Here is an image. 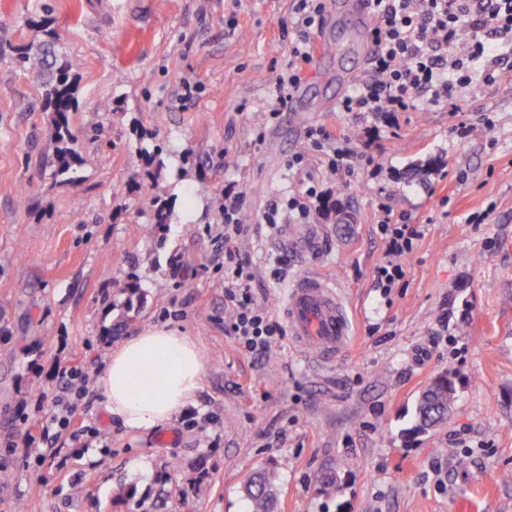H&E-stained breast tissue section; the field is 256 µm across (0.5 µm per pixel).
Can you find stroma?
I'll use <instances>...</instances> for the list:
<instances>
[{
	"mask_svg": "<svg viewBox=\"0 0 512 512\" xmlns=\"http://www.w3.org/2000/svg\"><path fill=\"white\" fill-rule=\"evenodd\" d=\"M293 5L0 0V47L51 30L57 57L80 63L78 158L62 174L39 80L0 60V512H248L242 486L261 468L277 474L275 512H512V87L394 127L337 111V70L367 74L371 45L350 12H325L348 48L307 67L295 93L309 109L290 111L276 77ZM320 126L354 139L344 188L309 136ZM297 154L304 169L288 165ZM309 179L324 200L306 247L257 217ZM229 186L270 312L302 269L335 282L353 336L332 365L287 337L254 359L225 334ZM382 203L422 233L387 295L373 280ZM154 325L194 339L204 376L172 424L134 430L97 379L112 347ZM444 372L447 421L413 432L421 389ZM75 377L84 394L63 427L55 399Z\"/></svg>",
	"mask_w": 512,
	"mask_h": 512,
	"instance_id": "35a3bbf8",
	"label": "stroma"
}]
</instances>
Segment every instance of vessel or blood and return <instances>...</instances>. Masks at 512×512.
Returning <instances> with one entry per match:
<instances>
[{
  "label": "vessel or blood",
  "mask_w": 512,
  "mask_h": 512,
  "mask_svg": "<svg viewBox=\"0 0 512 512\" xmlns=\"http://www.w3.org/2000/svg\"><path fill=\"white\" fill-rule=\"evenodd\" d=\"M283 314L297 350L316 361H333L350 340V325L334 285L313 271H302L287 289Z\"/></svg>",
  "instance_id": "vessel-or-blood-1"
}]
</instances>
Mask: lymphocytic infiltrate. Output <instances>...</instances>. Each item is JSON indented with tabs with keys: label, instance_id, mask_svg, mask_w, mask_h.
Wrapping results in <instances>:
<instances>
[{
	"label": "lymphocytic infiltrate",
	"instance_id": "obj_1",
	"mask_svg": "<svg viewBox=\"0 0 512 512\" xmlns=\"http://www.w3.org/2000/svg\"><path fill=\"white\" fill-rule=\"evenodd\" d=\"M374 47L370 71L343 98V112L386 115L415 111L419 103L462 109L466 95L481 86L512 84L503 62L512 53V0H366ZM322 0H296L294 25L299 32L277 77L278 102L286 104L312 59L310 32ZM385 264L376 268L382 288H393L403 274L400 259L419 237L417 227L385 215ZM241 197L224 195V303L230 311L224 329L247 352L261 356L286 334L284 325L257 306L253 272L232 240L242 235Z\"/></svg>",
	"mask_w": 512,
	"mask_h": 512
}]
</instances>
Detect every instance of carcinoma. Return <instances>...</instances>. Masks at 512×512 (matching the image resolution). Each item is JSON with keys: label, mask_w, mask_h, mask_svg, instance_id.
<instances>
[{"label": "carcinoma", "mask_w": 512, "mask_h": 512, "mask_svg": "<svg viewBox=\"0 0 512 512\" xmlns=\"http://www.w3.org/2000/svg\"><path fill=\"white\" fill-rule=\"evenodd\" d=\"M54 44L53 39L40 41V47L36 50L29 46L16 49L15 59L29 68L43 71L48 70L41 88L43 97L53 112V127L57 147L59 169L67 171L77 158L76 152L71 147L75 143V136L69 125L68 113L75 103V84L73 71L78 67L74 60H57L48 68L45 65V56ZM455 383L447 376L431 382L426 386V391L418 396L415 407L416 428L425 430L440 415V398L448 397V402L455 398ZM245 496L250 501L251 512H272L275 495V473L270 470H261L251 477L244 486Z\"/></svg>", "instance_id": "cac0c4a2"}]
</instances>
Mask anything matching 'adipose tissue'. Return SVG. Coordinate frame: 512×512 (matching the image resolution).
<instances>
[{
    "mask_svg": "<svg viewBox=\"0 0 512 512\" xmlns=\"http://www.w3.org/2000/svg\"><path fill=\"white\" fill-rule=\"evenodd\" d=\"M148 371L158 377V388H142ZM203 371L191 337L151 326L109 353L97 386L107 407L128 427L152 430L171 423L193 402Z\"/></svg>",
    "mask_w": 512,
    "mask_h": 512,
    "instance_id": "obj_1",
    "label": "adipose tissue"
}]
</instances>
